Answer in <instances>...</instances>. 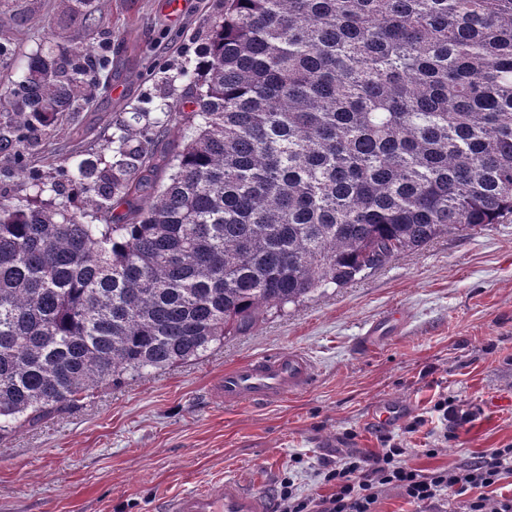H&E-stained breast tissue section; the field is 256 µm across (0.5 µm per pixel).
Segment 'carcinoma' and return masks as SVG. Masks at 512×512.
I'll list each match as a JSON object with an SVG mask.
<instances>
[{
    "label": "carcinoma",
    "mask_w": 512,
    "mask_h": 512,
    "mask_svg": "<svg viewBox=\"0 0 512 512\" xmlns=\"http://www.w3.org/2000/svg\"><path fill=\"white\" fill-rule=\"evenodd\" d=\"M101 3L70 6L94 35ZM108 52L49 46L0 94L18 173ZM192 83L167 181L142 170L162 106L102 168L75 155L0 201V438L512 221V0H222Z\"/></svg>",
    "instance_id": "cac0c4a2"
}]
</instances>
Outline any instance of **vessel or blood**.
Here are the masks:
<instances>
[{"label":"vessel or blood","mask_w":512,"mask_h":512,"mask_svg":"<svg viewBox=\"0 0 512 512\" xmlns=\"http://www.w3.org/2000/svg\"><path fill=\"white\" fill-rule=\"evenodd\" d=\"M313 376V364L305 353L282 350L225 370L215 392L228 406L247 402L273 404L288 394L306 390ZM161 512H270V502L264 492L225 479L215 487L171 497Z\"/></svg>","instance_id":"1"}]
</instances>
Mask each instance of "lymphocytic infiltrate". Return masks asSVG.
<instances>
[{"label": "lymphocytic infiltrate", "instance_id": "1", "mask_svg": "<svg viewBox=\"0 0 512 512\" xmlns=\"http://www.w3.org/2000/svg\"><path fill=\"white\" fill-rule=\"evenodd\" d=\"M404 448L398 444L368 455H349L325 463L321 471L330 496L313 499L299 496L290 480H283L280 512H377L385 488L401 490L405 498L425 508L447 497H465L466 512H512V498L490 504L488 489L512 477V448H490L474 462L446 469L422 471L402 464Z\"/></svg>", "mask_w": 512, "mask_h": 512}]
</instances>
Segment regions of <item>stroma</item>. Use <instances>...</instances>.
<instances>
[{"instance_id": "obj_1", "label": "stroma", "mask_w": 512, "mask_h": 512, "mask_svg": "<svg viewBox=\"0 0 512 512\" xmlns=\"http://www.w3.org/2000/svg\"><path fill=\"white\" fill-rule=\"evenodd\" d=\"M216 0H103L112 81L25 148L30 170L61 180L71 155L99 167L120 124L173 121L149 154L164 164L182 145L192 110L183 69L194 68ZM66 0H0V40L24 66L40 46L86 40ZM403 323L384 342L359 336L390 312ZM298 350L313 362L310 388L271 404L224 408L214 380L247 358ZM448 398L472 412L443 424ZM512 222L456 232L402 254L344 288L315 294L199 359L97 389L76 408L0 440V512H160L182 492L236 478L278 502L281 482L330 495L325 461L403 444L404 462L430 471L512 444ZM401 421L379 424L390 400ZM423 426H416L418 417ZM435 455H427V448Z\"/></svg>"}]
</instances>
